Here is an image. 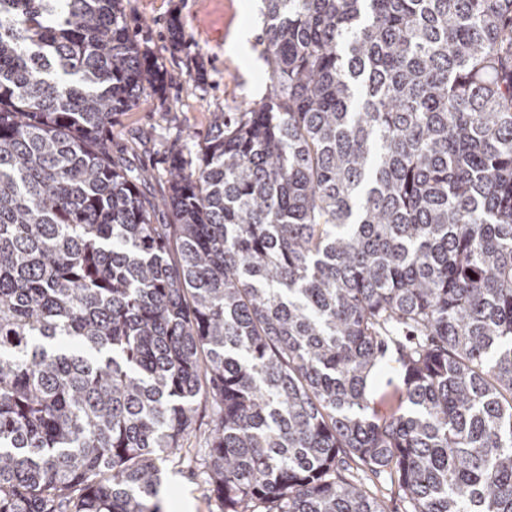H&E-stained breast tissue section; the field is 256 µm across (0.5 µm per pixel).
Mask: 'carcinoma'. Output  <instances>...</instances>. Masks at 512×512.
Returning a JSON list of instances; mask_svg holds the SVG:
<instances>
[{
  "label": "carcinoma",
  "mask_w": 512,
  "mask_h": 512,
  "mask_svg": "<svg viewBox=\"0 0 512 512\" xmlns=\"http://www.w3.org/2000/svg\"><path fill=\"white\" fill-rule=\"evenodd\" d=\"M262 16L265 99L148 201L121 0H0V512H159L202 400L224 512H512V0ZM402 393V374L399 365L391 361L370 394L366 411L368 417L380 421L388 418L399 407L402 411L405 406ZM371 479L373 483L368 480L365 481L378 493L380 497L384 498L388 510L387 512L410 511L408 503L399 495L396 485H392L390 483V479L387 474H382L379 478L371 476Z\"/></svg>",
  "instance_id": "carcinoma-1"
}]
</instances>
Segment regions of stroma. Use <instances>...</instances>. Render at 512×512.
Instances as JSON below:
<instances>
[{
  "label": "stroma",
  "instance_id": "1",
  "mask_svg": "<svg viewBox=\"0 0 512 512\" xmlns=\"http://www.w3.org/2000/svg\"><path fill=\"white\" fill-rule=\"evenodd\" d=\"M121 5L128 28L164 72L165 82L145 87L137 106L113 117L112 153L127 168L152 170L140 190L158 200L168 193L164 158L176 129H188L203 142L212 113L237 112L262 98L267 81L263 16L248 12L245 0H122ZM243 26L252 36L244 56L233 48ZM402 393L400 368L389 363L370 394L368 417L388 418L402 407ZM211 426V408L200 404L189 453L165 464L162 512H173L175 496L183 493L194 499V512H224L207 491L203 447Z\"/></svg>",
  "mask_w": 512,
  "mask_h": 512
}]
</instances>
